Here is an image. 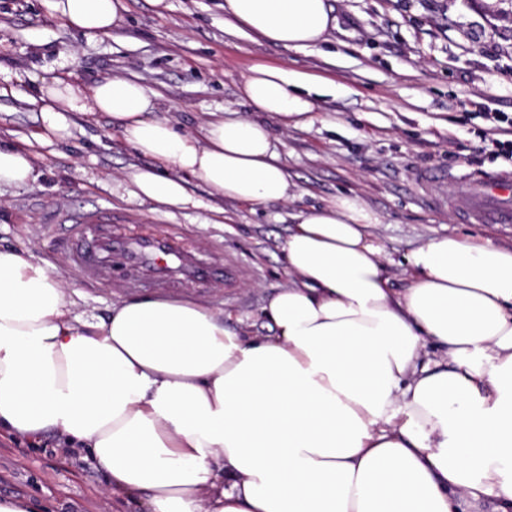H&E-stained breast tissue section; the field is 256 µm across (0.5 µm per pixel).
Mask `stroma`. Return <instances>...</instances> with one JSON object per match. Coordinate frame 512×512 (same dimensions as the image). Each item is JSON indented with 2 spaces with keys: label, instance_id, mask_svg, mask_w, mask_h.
<instances>
[{
  "label": "stroma",
  "instance_id": "obj_1",
  "mask_svg": "<svg viewBox=\"0 0 512 512\" xmlns=\"http://www.w3.org/2000/svg\"><path fill=\"white\" fill-rule=\"evenodd\" d=\"M122 0L121 20L95 38L48 15L42 0H0V141L28 147L38 179L0 189V247L33 257L76 290L75 314L106 317L134 296L131 288H96L69 276L53 252L49 224L97 214L131 221L139 232L172 231L201 253L223 249L244 268L236 294L186 291V298L223 311L227 329L266 335L262 307L287 285L284 244L294 216L340 193L360 195L382 218L374 229L392 260V285L404 287L400 263L438 235L491 237L512 246V224L460 221L414 181L416 170L438 167L475 178L512 169L501 152L512 135L481 107L512 114V0H336L339 28L328 43L290 51L224 30V0ZM272 64L325 79L307 125L269 127L297 186V197L252 211L227 202L223 214L198 182L199 205L168 209L136 200L119 174L145 165L120 139L117 124L99 113L74 116L65 140H40L41 112L23 93L36 81L77 79L85 86L114 75L156 93L160 116L187 132L208 113L249 114L240 86L252 65ZM0 497L31 500L44 512H139L137 501L104 489L96 463L65 448L52 434L32 445L0 436Z\"/></svg>",
  "mask_w": 512,
  "mask_h": 512
}]
</instances>
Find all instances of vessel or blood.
<instances>
[{
	"label": "vessel or blood",
	"instance_id": "b4317fda",
	"mask_svg": "<svg viewBox=\"0 0 512 512\" xmlns=\"http://www.w3.org/2000/svg\"><path fill=\"white\" fill-rule=\"evenodd\" d=\"M416 180L442 198L452 191L464 195L468 205L459 216L465 223L512 224V171L464 179L446 169L431 168ZM66 232V269L90 285L109 287L118 280L129 288L229 293L242 276L234 258L221 252L199 253L168 233L130 236L95 216L67 225Z\"/></svg>",
	"mask_w": 512,
	"mask_h": 512
}]
</instances>
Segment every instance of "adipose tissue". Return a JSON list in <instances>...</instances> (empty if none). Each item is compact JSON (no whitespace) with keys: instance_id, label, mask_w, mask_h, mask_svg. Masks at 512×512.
Returning <instances> with one entry per match:
<instances>
[{"instance_id":"obj_1","label":"adipose tissue","mask_w":512,"mask_h":512,"mask_svg":"<svg viewBox=\"0 0 512 512\" xmlns=\"http://www.w3.org/2000/svg\"><path fill=\"white\" fill-rule=\"evenodd\" d=\"M106 36L122 0H43ZM233 31L291 51L338 26L330 0H224ZM315 75L257 65L242 82L258 118L211 113L186 133L157 98L115 76L44 81L29 103L46 136L103 113L148 166L123 180L171 209L190 181L252 207L296 196L269 119L313 121ZM37 178L25 147L0 146V187ZM379 214L341 193L296 216L288 284L263 306L267 336H241L189 299L136 295L78 321L68 285L0 247V428L47 432L90 453L109 492L145 512H455L488 497L512 512V250L435 236L404 256L406 288L372 233Z\"/></svg>"}]
</instances>
